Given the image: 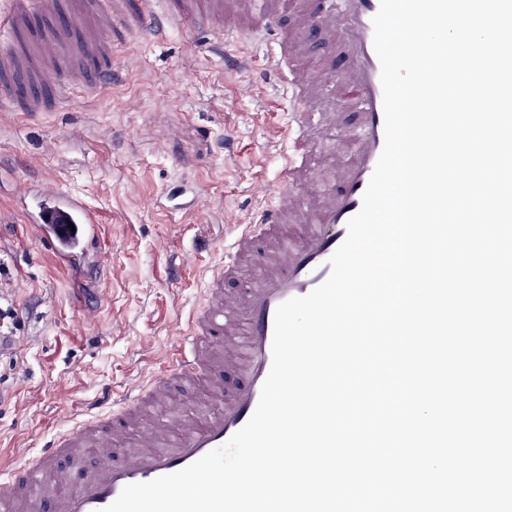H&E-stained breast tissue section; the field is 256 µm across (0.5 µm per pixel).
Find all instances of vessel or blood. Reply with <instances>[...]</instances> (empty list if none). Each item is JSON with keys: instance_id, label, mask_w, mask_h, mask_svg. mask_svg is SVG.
Wrapping results in <instances>:
<instances>
[{"instance_id": "obj_1", "label": "vessel or blood", "mask_w": 512, "mask_h": 512, "mask_svg": "<svg viewBox=\"0 0 512 512\" xmlns=\"http://www.w3.org/2000/svg\"><path fill=\"white\" fill-rule=\"evenodd\" d=\"M285 0H168L157 18L149 0H7L0 10V105L36 118L73 89L108 88L122 73L112 54L117 23L160 38L168 24L189 28L215 23L219 37L272 36V58L292 99L313 106L286 132L283 188L273 204L256 209L224 245V265L208 279L204 299L186 323L185 343L149 389L115 404L119 427L89 419L50 440L40 453L0 474V512H102L131 483L174 473L222 446L254 413L272 364L274 317L284 301L303 296L329 276V259L348 235L382 153L384 134L381 67L372 20L380 0H309L298 29L280 24ZM318 30L326 49L342 58L337 86L358 112L333 170L337 188L309 191L306 159L333 136L340 117L329 110L298 64L304 31ZM27 220L44 238L58 264L83 263L97 245L99 214L77 194L42 180L22 194ZM301 229L288 239L284 225ZM260 274L245 298L226 293L224 278L243 264ZM222 348L226 367L240 382L232 392L213 375L211 352ZM207 385L218 407L198 424L186 421L140 427L141 408L173 382Z\"/></svg>"}]
</instances>
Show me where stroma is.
<instances>
[{
	"instance_id": "1",
	"label": "stroma",
	"mask_w": 512,
	"mask_h": 512,
	"mask_svg": "<svg viewBox=\"0 0 512 512\" xmlns=\"http://www.w3.org/2000/svg\"><path fill=\"white\" fill-rule=\"evenodd\" d=\"M213 40L203 24L160 41L128 31L112 46L129 59L112 87L69 91L38 119L0 107V304L20 319L0 345V467L87 414L109 423L106 397L164 368L234 223L283 184L280 132L299 106L280 94L265 44L232 40L219 54ZM36 176L99 211L105 275L51 258L15 203Z\"/></svg>"
}]
</instances>
